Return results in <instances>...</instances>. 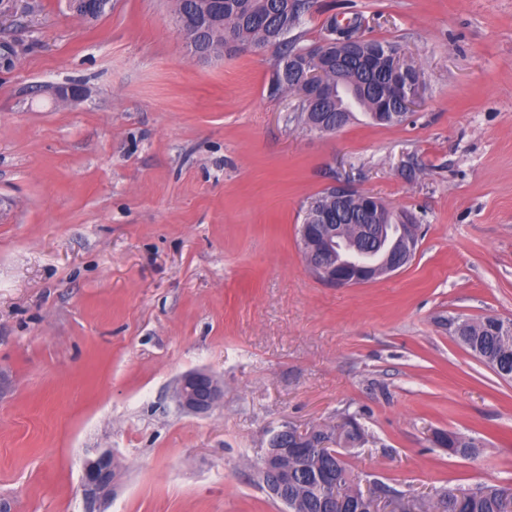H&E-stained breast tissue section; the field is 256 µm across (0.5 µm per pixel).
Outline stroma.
<instances>
[{
  "label": "stroma",
  "instance_id": "35a3bbf8",
  "mask_svg": "<svg viewBox=\"0 0 512 512\" xmlns=\"http://www.w3.org/2000/svg\"><path fill=\"white\" fill-rule=\"evenodd\" d=\"M402 44L424 91L403 124L339 132L270 95L272 52L193 56L173 0H68L0 14V512H82V463L112 452L108 512H282L257 467L271 429L357 415L360 488L433 499L512 485V381L448 332L512 320V0H315ZM12 64H5V57ZM75 83L63 105L51 89ZM42 86L32 95V86ZM414 214L399 272L318 281L297 240L331 184ZM224 402L181 412L179 376ZM475 439L456 456L433 435ZM171 397L184 412L206 414L224 402V382L208 371L189 372L177 379Z\"/></svg>",
  "mask_w": 512,
  "mask_h": 512
}]
</instances>
